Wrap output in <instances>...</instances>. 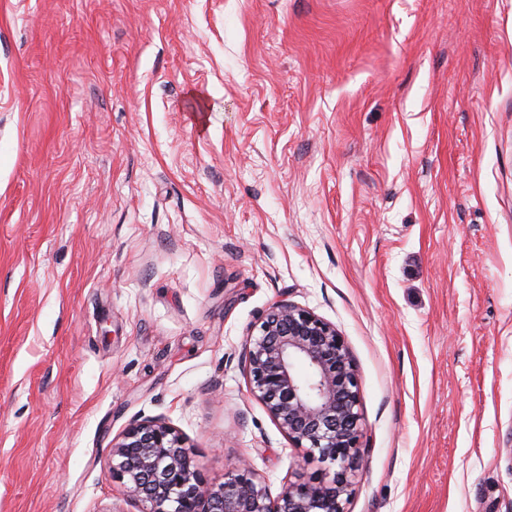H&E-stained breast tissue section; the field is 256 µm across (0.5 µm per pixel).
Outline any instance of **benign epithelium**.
<instances>
[{"instance_id": "7a95c632", "label": "benign epithelium", "mask_w": 512, "mask_h": 512, "mask_svg": "<svg viewBox=\"0 0 512 512\" xmlns=\"http://www.w3.org/2000/svg\"><path fill=\"white\" fill-rule=\"evenodd\" d=\"M250 393L320 468L271 496L248 465L214 486L191 448L160 420L136 421L112 443V478L139 512H345L362 454L360 384L336 328L285 301L245 345Z\"/></svg>"}]
</instances>
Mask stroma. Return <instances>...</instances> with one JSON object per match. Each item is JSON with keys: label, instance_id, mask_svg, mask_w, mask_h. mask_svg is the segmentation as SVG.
<instances>
[{"label": "stroma", "instance_id": "obj_1", "mask_svg": "<svg viewBox=\"0 0 512 512\" xmlns=\"http://www.w3.org/2000/svg\"><path fill=\"white\" fill-rule=\"evenodd\" d=\"M360 382L346 512H512V0H0V512L312 472L249 390L275 302Z\"/></svg>", "mask_w": 512, "mask_h": 512}]
</instances>
